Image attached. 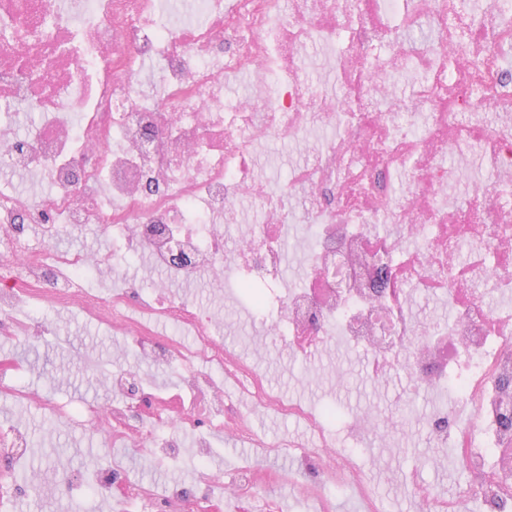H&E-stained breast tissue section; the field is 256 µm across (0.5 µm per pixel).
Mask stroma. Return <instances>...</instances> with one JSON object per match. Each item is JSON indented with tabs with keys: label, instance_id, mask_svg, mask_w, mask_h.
<instances>
[{
	"label": "stroma",
	"instance_id": "35a3bbf8",
	"mask_svg": "<svg viewBox=\"0 0 512 512\" xmlns=\"http://www.w3.org/2000/svg\"><path fill=\"white\" fill-rule=\"evenodd\" d=\"M319 138V133L313 131L300 143L272 140L259 148V173L270 188L284 183L289 165L299 161ZM168 290L198 302L222 319L225 344L255 358L267 384L286 398L314 407L335 404L344 419L369 410L377 419L390 423L389 433L366 434L352 451L381 512H419L414 495L418 485L433 488L440 497H454L465 478L457 452L434 447L420 427L419 418L430 412L435 398L426 392L410 394L406 373L394 371L383 383H374L366 354L351 351L341 343L307 363L276 345L256 352L261 321L238 288L217 291L205 276L194 282H169ZM22 317L39 326L42 333L24 340L0 337V361L16 364L17 388L48 400L69 412L70 417L60 420L24 403L0 405V420L25 426L28 465L43 476L38 490L27 481H16L13 512H114L97 500L86 481L88 471L109 456L136 472L156 491H163L174 478L186 487L194 486L199 458L192 431H183V447L176 459L151 462L132 449L103 446L83 426L86 410L112 404L111 390L86 372L84 361L93 357L102 367H110L124 346L123 337L75 306L63 308L35 300L24 309ZM235 408L251 430L267 442L284 437L306 444L311 441L303 421L274 408L258 409L246 400L236 402ZM210 465L230 477L241 468H254L258 498L275 499L279 512H315L317 508L315 500L294 485L279 482V474L294 466L287 455L270 453L259 459L249 443L223 435L214 445Z\"/></svg>",
	"mask_w": 512,
	"mask_h": 512
}]
</instances>
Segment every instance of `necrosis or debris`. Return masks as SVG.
<instances>
[{
  "instance_id": "necrosis-or-debris-1",
  "label": "necrosis or debris",
  "mask_w": 512,
  "mask_h": 512,
  "mask_svg": "<svg viewBox=\"0 0 512 512\" xmlns=\"http://www.w3.org/2000/svg\"><path fill=\"white\" fill-rule=\"evenodd\" d=\"M193 19L160 22L159 0H0V104L35 112L27 134L0 119V165L45 180L34 199L0 186V319L41 294L80 301L132 338L137 360L173 366L178 394L159 395L115 361L117 402L105 446L121 443L163 458L178 454L162 434L203 405L210 435L251 440L224 398V383L259 404L305 421L318 439L287 448L303 472L343 486L360 475L328 439L333 408L315 415L277 396L213 336L216 317L186 298L135 297L120 275L131 252L146 254L166 280L204 271L231 275L265 305L279 282L291 225L313 227L303 275L281 284L266 341L308 358L342 341L369 351L376 378L399 370L412 392L448 396L427 418L431 440L457 448L468 475L463 499L498 500L512 512V311L483 302L512 287V0L479 14L456 0H194ZM429 22L433 44L401 33ZM329 49L338 91L311 81L312 48ZM418 80L398 84V73ZM247 76L244 93L223 104L226 78ZM326 139L294 166L277 191L255 171L257 148L313 129ZM457 165H449L448 156ZM491 179L467 199L461 166ZM253 204L251 224L240 208ZM46 239L95 225L111 249L65 253L30 243L28 224ZM87 273L116 290L102 298L60 287L57 275ZM444 290L452 315L434 341L433 323L414 318L411 296ZM193 332L189 348L157 336L155 319ZM100 497L142 503L145 512H200L221 501L239 512L256 473L232 480L205 471L186 502L179 484L164 494L110 462L95 474Z\"/></svg>"
}]
</instances>
